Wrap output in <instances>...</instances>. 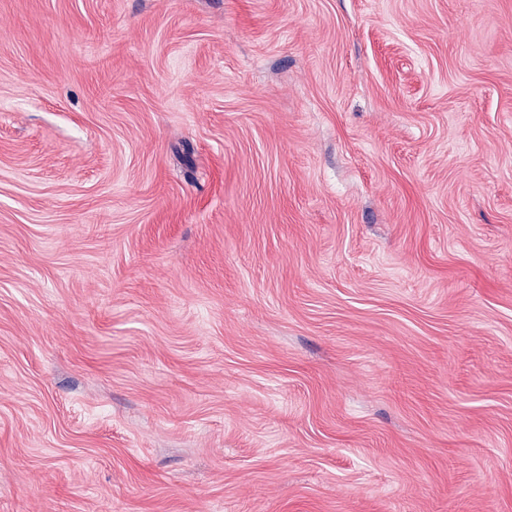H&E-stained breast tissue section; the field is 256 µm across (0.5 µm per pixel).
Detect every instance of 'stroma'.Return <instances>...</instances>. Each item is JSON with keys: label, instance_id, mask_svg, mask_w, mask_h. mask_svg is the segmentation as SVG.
Listing matches in <instances>:
<instances>
[{"label": "stroma", "instance_id": "1", "mask_svg": "<svg viewBox=\"0 0 512 512\" xmlns=\"http://www.w3.org/2000/svg\"><path fill=\"white\" fill-rule=\"evenodd\" d=\"M0 512H512V0H0Z\"/></svg>", "mask_w": 512, "mask_h": 512}]
</instances>
